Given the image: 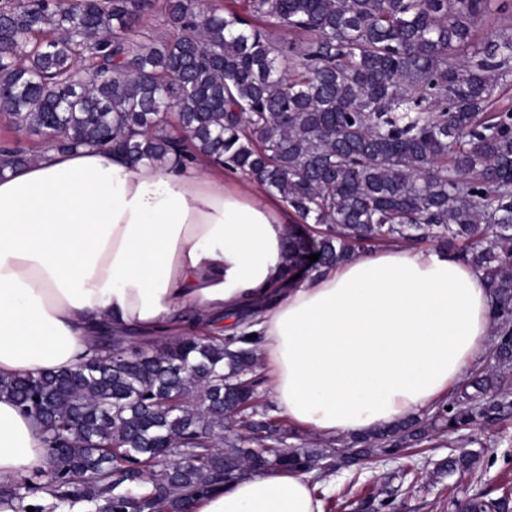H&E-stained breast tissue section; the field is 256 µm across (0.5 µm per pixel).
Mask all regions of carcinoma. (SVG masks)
Here are the masks:
<instances>
[{"mask_svg": "<svg viewBox=\"0 0 512 512\" xmlns=\"http://www.w3.org/2000/svg\"><path fill=\"white\" fill-rule=\"evenodd\" d=\"M491 2L248 0L241 15L164 0L168 35L136 26L146 0H0V115L46 152L107 150L133 167L204 156L242 173L295 214L290 276L431 233L482 271L493 363L429 424L413 417L354 437L348 460L395 453L439 426L457 433L512 417V108L500 105L512 28L476 40ZM267 17L308 38L283 50ZM0 160L33 157L16 145ZM253 343L176 336L146 351L100 339L69 370L0 379L39 425L46 456L38 481L0 483V505L184 512L244 479L245 466L332 467L337 448L271 445L280 427L258 411ZM236 418L257 448L224 438ZM475 462L451 455L436 474ZM501 490L463 512H512V487Z\"/></svg>", "mask_w": 512, "mask_h": 512, "instance_id": "1", "label": "carcinoma"}]
</instances>
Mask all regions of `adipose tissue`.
I'll use <instances>...</instances> for the list:
<instances>
[{
    "mask_svg": "<svg viewBox=\"0 0 512 512\" xmlns=\"http://www.w3.org/2000/svg\"><path fill=\"white\" fill-rule=\"evenodd\" d=\"M288 212L198 165L50 151L0 172V378L63 370L117 336L255 335L281 413L322 436L429 409L485 354L492 297L472 265L395 246L287 274ZM0 395V482L43 465ZM188 512H322L308 475L269 470Z\"/></svg>",
    "mask_w": 512,
    "mask_h": 512,
    "instance_id": "obj_1",
    "label": "adipose tissue"
}]
</instances>
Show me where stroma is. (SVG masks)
Here are the masks:
<instances>
[{
    "instance_id": "obj_1",
    "label": "stroma",
    "mask_w": 512,
    "mask_h": 512,
    "mask_svg": "<svg viewBox=\"0 0 512 512\" xmlns=\"http://www.w3.org/2000/svg\"><path fill=\"white\" fill-rule=\"evenodd\" d=\"M478 457L477 469L441 479L439 462L460 447ZM512 487V418L433 439L399 456L338 464L317 488L334 512H457L460 502Z\"/></svg>"
}]
</instances>
